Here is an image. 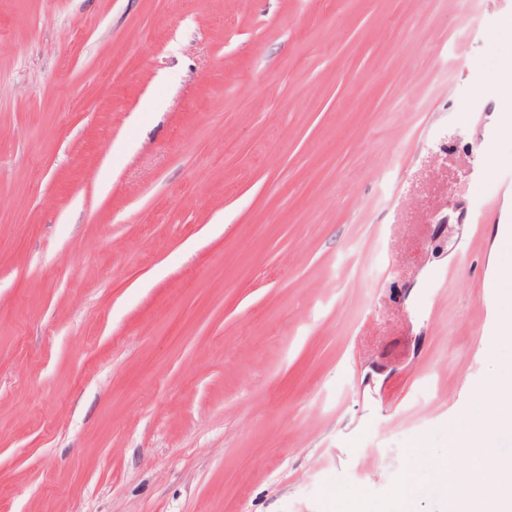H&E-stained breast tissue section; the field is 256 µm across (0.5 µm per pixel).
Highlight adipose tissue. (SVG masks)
Wrapping results in <instances>:
<instances>
[{
	"mask_svg": "<svg viewBox=\"0 0 512 512\" xmlns=\"http://www.w3.org/2000/svg\"><path fill=\"white\" fill-rule=\"evenodd\" d=\"M499 103L501 138L512 141V41L501 48V65L493 75ZM495 402L483 420L467 424L448 438L449 454L426 458L425 466L436 471L445 483L449 503L458 512H489L492 505L512 503V492L500 481L490 479L483 447L486 437L497 427L512 423V368L494 386ZM467 451L464 462H457L453 451ZM465 474L467 487H460L457 476Z\"/></svg>",
	"mask_w": 512,
	"mask_h": 512,
	"instance_id": "adipose-tissue-1",
	"label": "adipose tissue"
}]
</instances>
